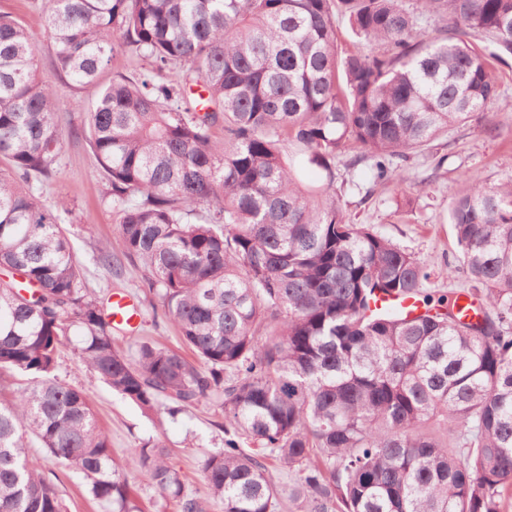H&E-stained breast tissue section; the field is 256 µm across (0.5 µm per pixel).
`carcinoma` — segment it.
<instances>
[{"instance_id":"obj_1","label":"carcinoma","mask_w":512,"mask_h":512,"mask_svg":"<svg viewBox=\"0 0 512 512\" xmlns=\"http://www.w3.org/2000/svg\"><path fill=\"white\" fill-rule=\"evenodd\" d=\"M353 48L340 51L336 20ZM57 73L92 83L128 48L86 134L116 211L118 251L143 269L195 361L118 349L55 214L26 185L60 174ZM490 37L484 54L458 37ZM512 0H48L0 14V369L31 376L0 404V512H67L24 448L83 475L106 512H144L127 472L205 512L166 445L123 464L91 399L53 376L72 328L82 361L150 411L206 401L235 438L201 467L223 512H277L288 470L300 512H512V182L478 178L449 224L471 287L438 297L426 265L336 206V158L375 183L500 95ZM200 93L190 97L186 87ZM325 177L304 187L288 146ZM412 297L416 317L374 313ZM247 447H241V443Z\"/></svg>"}]
</instances>
